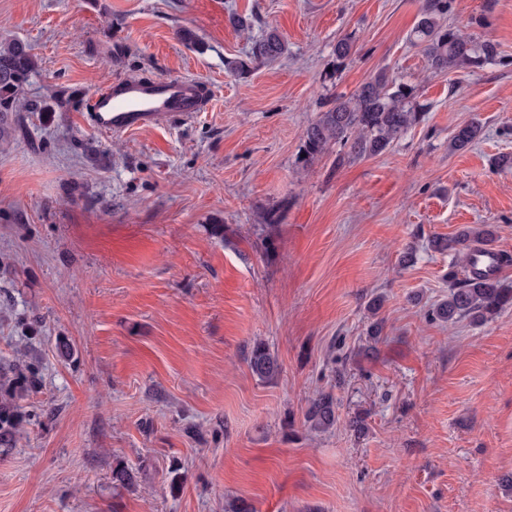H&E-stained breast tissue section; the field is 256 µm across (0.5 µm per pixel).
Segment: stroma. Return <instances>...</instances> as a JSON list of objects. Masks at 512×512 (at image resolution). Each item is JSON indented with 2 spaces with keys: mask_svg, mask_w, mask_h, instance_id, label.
<instances>
[{
  "mask_svg": "<svg viewBox=\"0 0 512 512\" xmlns=\"http://www.w3.org/2000/svg\"><path fill=\"white\" fill-rule=\"evenodd\" d=\"M423 2L0 0V40L39 60L24 130L0 140V373L40 378L0 449V512H512V307L426 316L452 260L430 237L494 224L512 255V169L492 165L512 156V0H453L449 24L503 58L441 74L409 40ZM272 28L283 59L227 69ZM344 36L356 53L326 79ZM382 69L423 120L382 155L335 145L303 165L324 104ZM124 76L213 95L188 120L102 134L87 100ZM470 122L479 140L449 151ZM259 341L274 380L246 362ZM321 390L339 417L325 433L304 418ZM119 464L133 485L113 484Z\"/></svg>",
  "mask_w": 512,
  "mask_h": 512,
  "instance_id": "1",
  "label": "stroma"
}]
</instances>
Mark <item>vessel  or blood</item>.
Listing matches in <instances>:
<instances>
[{"label": "vessel or blood", "mask_w": 512, "mask_h": 512, "mask_svg": "<svg viewBox=\"0 0 512 512\" xmlns=\"http://www.w3.org/2000/svg\"><path fill=\"white\" fill-rule=\"evenodd\" d=\"M211 96L203 82L185 77L116 78L95 94L89 104L91 121L103 133L120 135L173 118L202 111ZM473 267L482 274H499L507 263L501 252L478 247Z\"/></svg>", "instance_id": "vessel-or-blood-1"}]
</instances>
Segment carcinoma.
I'll list each match as a JSON object with an SVG mask.
<instances>
[{"mask_svg":"<svg viewBox=\"0 0 512 512\" xmlns=\"http://www.w3.org/2000/svg\"><path fill=\"white\" fill-rule=\"evenodd\" d=\"M452 0H424L420 18L410 33L411 42L420 47L429 70L446 73L454 68L481 69L500 58L497 45L478 41L446 24ZM281 35L268 30L252 43L250 60L272 61L287 53ZM335 71H340L353 56L348 38L336 42L333 50ZM38 67L31 47L13 38L0 42V136L8 135L20 125L18 112L26 107L23 93ZM428 105L417 100L415 87L398 82L380 71L362 83L350 95H338L330 107L318 113L308 125L303 142L302 158L312 164L329 147L338 144L355 158L374 157L385 151L411 126L424 118ZM481 126L475 122L458 127L448 141L451 151H464L480 137ZM497 237L493 224H475L459 229L450 238L434 236L430 246L437 252L451 251L456 262L468 268L469 256L477 246H490ZM448 297L428 311V318L442 323H455L467 318L480 324L512 306V285L499 278L465 274L457 279L455 270L448 272ZM383 298L376 297L368 309L373 321L368 327L371 336L381 335L384 320L378 317ZM252 373L262 380L277 377L281 370L278 358L263 343L257 342L249 354ZM16 381L0 382V447L14 442L23 422L14 402ZM309 426L320 432L336 426V398L330 392H317L305 411Z\"/></svg>","mask_w":512,"mask_h":512,"instance_id":"carcinoma-1","label":"carcinoma"}]
</instances>
